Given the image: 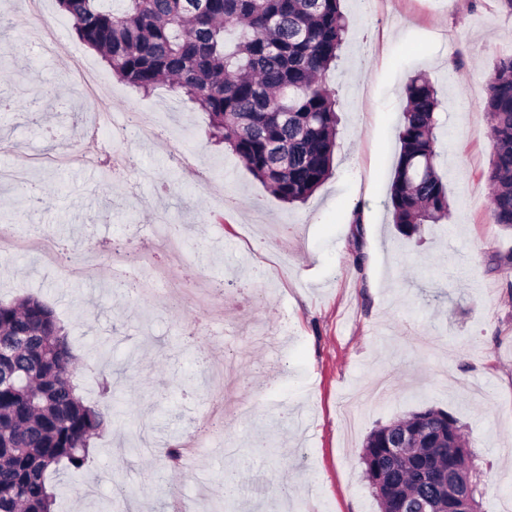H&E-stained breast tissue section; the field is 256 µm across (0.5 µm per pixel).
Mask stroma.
<instances>
[{"label": "stroma", "instance_id": "35a3bbf8", "mask_svg": "<svg viewBox=\"0 0 512 512\" xmlns=\"http://www.w3.org/2000/svg\"><path fill=\"white\" fill-rule=\"evenodd\" d=\"M346 33L326 84L339 102L333 174L303 204L274 198L212 140L208 119L168 88L136 93L77 40L54 0L40 17L0 0V226L53 236L72 257L95 245L157 252L165 274L129 292L107 256L92 280L0 249V297H40L64 321L74 381L99 399L111 361L112 422L80 471L53 477L56 512H379L360 455L375 427L447 411L485 485L480 512L512 497V228L489 219L484 104L512 55L501 0H341ZM55 52L35 56L42 27ZM100 76L95 103L68 78ZM424 74L441 101L446 224L409 239L387 199L404 90ZM149 113L102 132L129 159L112 173L58 156L85 143L90 111ZM182 252L159 250L160 237ZM219 434L192 465L166 452L209 413Z\"/></svg>", "mask_w": 512, "mask_h": 512}]
</instances>
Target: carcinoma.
Instances as JSON below:
<instances>
[{"label": "carcinoma", "mask_w": 512, "mask_h": 512, "mask_svg": "<svg viewBox=\"0 0 512 512\" xmlns=\"http://www.w3.org/2000/svg\"><path fill=\"white\" fill-rule=\"evenodd\" d=\"M78 40L112 74L149 95L167 84L205 113L224 144L279 201H306L333 172L337 101L325 86L339 59L345 20L340 0H55ZM398 134L388 197L399 233L421 236L449 217L438 168L440 100L413 77ZM485 109L492 159L490 219L512 228V55L499 60ZM76 357L65 325L37 296L0 298V512H53L49 475L83 469L91 440L111 421L110 389L90 405L72 382ZM416 429L422 447L389 455L392 436ZM472 457L457 421L424 410L367 437L364 473L381 512L396 499L436 492L426 474Z\"/></svg>", "instance_id": "1"}]
</instances>
